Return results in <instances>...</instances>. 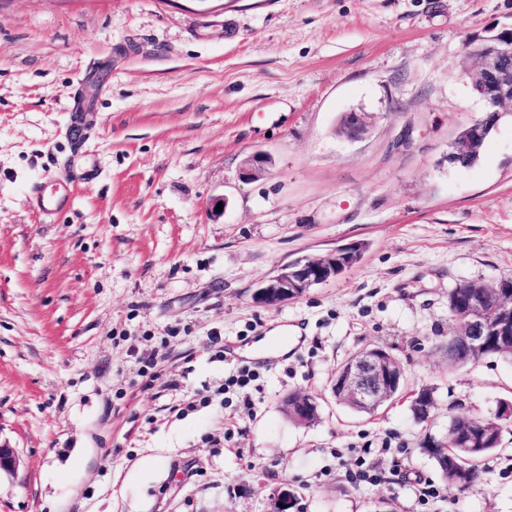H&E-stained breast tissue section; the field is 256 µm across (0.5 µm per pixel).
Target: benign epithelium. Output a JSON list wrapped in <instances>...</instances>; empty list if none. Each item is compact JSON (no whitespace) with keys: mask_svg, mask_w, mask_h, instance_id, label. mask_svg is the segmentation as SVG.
<instances>
[{"mask_svg":"<svg viewBox=\"0 0 512 512\" xmlns=\"http://www.w3.org/2000/svg\"><path fill=\"white\" fill-rule=\"evenodd\" d=\"M469 53L479 60L472 74L474 90L486 104V115L461 134L451 161L457 163L477 153L486 138L487 129L495 125L504 109H512V27L466 43ZM341 132L350 139L367 132V121L362 112L347 113L341 123ZM265 163L261 153L250 155L242 170L244 178L257 174ZM344 253L337 250L321 258H301L280 266L276 273L264 280L253 294L256 303L275 306L303 295L309 288L336 277ZM448 307L453 314V344L461 359L478 360L482 357L489 335H499L502 347L512 349L509 323L512 322V282L500 280L495 285L473 282L458 285L448 295ZM405 385L402 362L389 351L371 348L353 355L336 374L333 391L339 398L354 406L373 407L394 398ZM462 431L454 423L448 425V435L428 437L426 447L445 448L460 438ZM294 494L277 487L270 496V512H287Z\"/></svg>","mask_w":512,"mask_h":512,"instance_id":"obj_1","label":"benign epithelium"}]
</instances>
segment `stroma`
<instances>
[{"label": "stroma", "instance_id": "obj_1", "mask_svg": "<svg viewBox=\"0 0 512 512\" xmlns=\"http://www.w3.org/2000/svg\"><path fill=\"white\" fill-rule=\"evenodd\" d=\"M510 26L512 0H0V512H268L283 484L290 512H512V426L465 493L420 449L449 404L512 400L511 360L446 353L449 290L512 277V116L448 160L485 115L465 44ZM80 104L91 184L63 165ZM34 180L70 209L36 214ZM357 245L254 303L278 266ZM373 347L433 389L431 421L337 404V367ZM344 249L321 258H301L281 265L276 273L264 280L253 294L262 306H275L303 295L309 288L336 277L341 268Z\"/></svg>", "mask_w": 512, "mask_h": 512}]
</instances>
